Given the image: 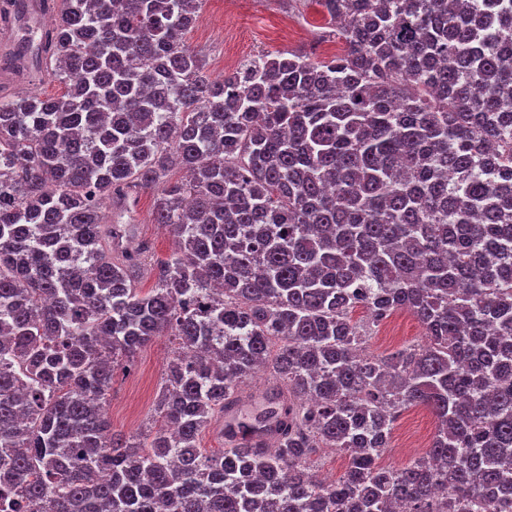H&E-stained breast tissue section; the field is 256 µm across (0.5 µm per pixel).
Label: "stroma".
Instances as JSON below:
<instances>
[{"instance_id":"1","label":"stroma","mask_w":512,"mask_h":512,"mask_svg":"<svg viewBox=\"0 0 512 512\" xmlns=\"http://www.w3.org/2000/svg\"><path fill=\"white\" fill-rule=\"evenodd\" d=\"M192 48L203 55L211 75L223 72L226 63H239L261 51L304 50L324 59L341 53L342 41L327 23L318 0H298L287 9L281 0H205L198 21L188 35ZM154 195L141 193L134 214L137 237L148 243L150 258L138 278L141 287L154 281L153 261L169 256L172 238L154 221ZM423 329L408 313L397 312L373 329L368 350L388 355L419 342ZM171 345L161 337L142 348L128 367L116 368L106 411L114 433L124 436L146 431L163 388ZM436 420L425 407L404 410L394 430L383 464L408 463L429 443Z\"/></svg>"}]
</instances>
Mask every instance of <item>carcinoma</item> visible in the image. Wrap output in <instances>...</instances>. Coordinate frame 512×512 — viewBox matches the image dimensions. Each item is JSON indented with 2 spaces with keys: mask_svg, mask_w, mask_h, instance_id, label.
Wrapping results in <instances>:
<instances>
[{
  "mask_svg": "<svg viewBox=\"0 0 512 512\" xmlns=\"http://www.w3.org/2000/svg\"><path fill=\"white\" fill-rule=\"evenodd\" d=\"M18 2L7 68L65 91L0 97V512H512V0H318L341 54L220 80L204 0H50L37 38ZM142 191L175 245L148 289ZM359 308L424 343L367 352ZM160 336L154 426L118 439L115 367ZM411 406L433 439L385 466ZM348 458L345 454L336 452L332 448H318L312 457L317 474L329 480L340 477L347 466Z\"/></svg>",
  "mask_w": 512,
  "mask_h": 512,
  "instance_id": "1",
  "label": "carcinoma"
}]
</instances>
